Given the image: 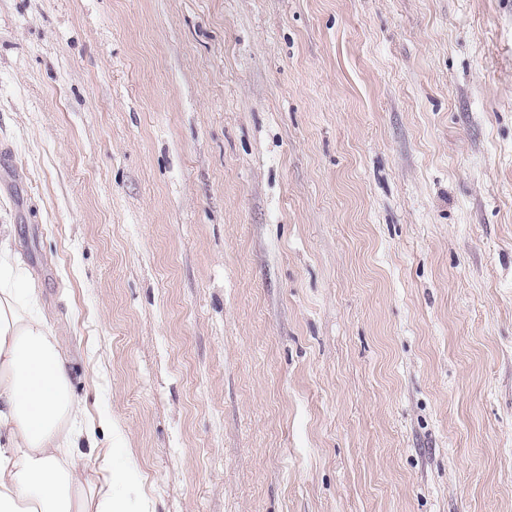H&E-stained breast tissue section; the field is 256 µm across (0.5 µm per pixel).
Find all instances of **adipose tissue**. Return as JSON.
Masks as SVG:
<instances>
[{
    "label": "adipose tissue",
    "instance_id": "adipose-tissue-1",
    "mask_svg": "<svg viewBox=\"0 0 512 512\" xmlns=\"http://www.w3.org/2000/svg\"><path fill=\"white\" fill-rule=\"evenodd\" d=\"M13 234L0 224V512H127L113 486L135 475L137 460L87 475L83 451L96 449L110 421L84 423L40 294L8 245Z\"/></svg>",
    "mask_w": 512,
    "mask_h": 512
}]
</instances>
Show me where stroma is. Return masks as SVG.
I'll list each match as a JSON object with an SVG mask.
<instances>
[{"mask_svg":"<svg viewBox=\"0 0 512 512\" xmlns=\"http://www.w3.org/2000/svg\"><path fill=\"white\" fill-rule=\"evenodd\" d=\"M0 224L155 512H512V0H0Z\"/></svg>","mask_w":512,"mask_h":512,"instance_id":"stroma-1","label":"stroma"}]
</instances>
